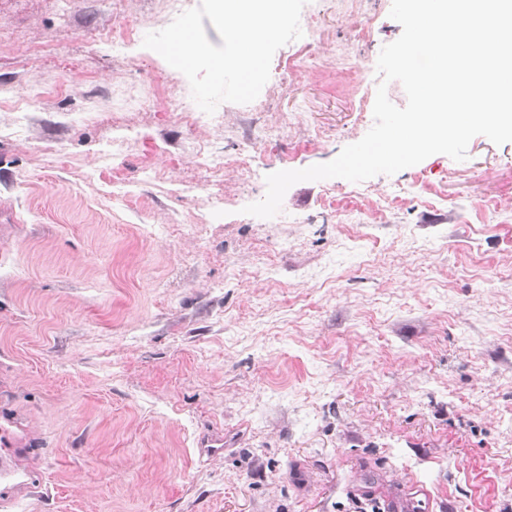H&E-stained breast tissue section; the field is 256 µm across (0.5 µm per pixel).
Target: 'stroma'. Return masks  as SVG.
<instances>
[{"label":"stroma","mask_w":512,"mask_h":512,"mask_svg":"<svg viewBox=\"0 0 512 512\" xmlns=\"http://www.w3.org/2000/svg\"><path fill=\"white\" fill-rule=\"evenodd\" d=\"M391 4L308 0L287 81L200 127L112 52L159 0H0V512H355L370 474L512 512V142L243 211L373 126Z\"/></svg>","instance_id":"1"}]
</instances>
